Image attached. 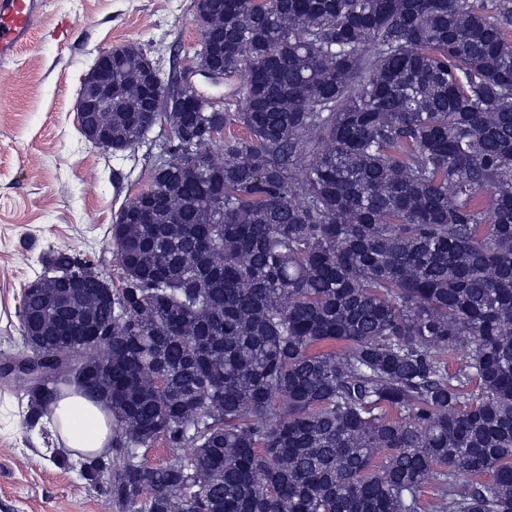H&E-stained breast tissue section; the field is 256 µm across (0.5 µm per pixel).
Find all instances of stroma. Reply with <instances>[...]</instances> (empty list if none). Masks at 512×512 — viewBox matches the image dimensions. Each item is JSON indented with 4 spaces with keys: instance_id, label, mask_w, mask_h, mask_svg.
<instances>
[{
    "instance_id": "obj_1",
    "label": "stroma",
    "mask_w": 512,
    "mask_h": 512,
    "mask_svg": "<svg viewBox=\"0 0 512 512\" xmlns=\"http://www.w3.org/2000/svg\"><path fill=\"white\" fill-rule=\"evenodd\" d=\"M198 40L193 0H47L30 42L0 62V364L22 349L21 296L43 253L70 247L118 278L111 226L150 184L146 147L112 152L80 134L84 75L129 43L164 45V67L179 70ZM25 388L0 375V512H118L50 419L26 425Z\"/></svg>"
}]
</instances>
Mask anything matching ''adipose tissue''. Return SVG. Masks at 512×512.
I'll list each match as a JSON object with an SVG mask.
<instances>
[{"mask_svg":"<svg viewBox=\"0 0 512 512\" xmlns=\"http://www.w3.org/2000/svg\"><path fill=\"white\" fill-rule=\"evenodd\" d=\"M51 418L74 456H95L110 444L112 415L95 400L80 392L59 398Z\"/></svg>","mask_w":512,"mask_h":512,"instance_id":"adipose-tissue-1","label":"adipose tissue"}]
</instances>
